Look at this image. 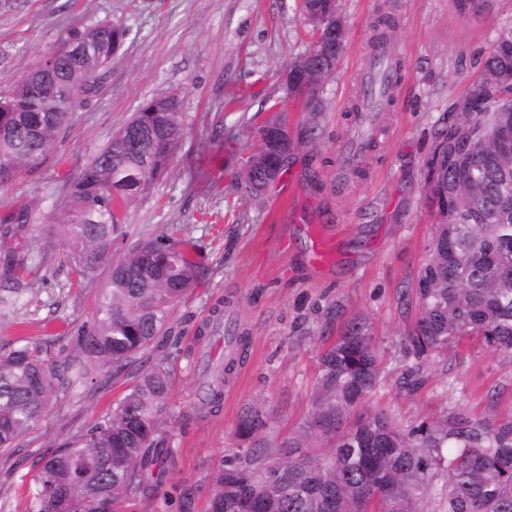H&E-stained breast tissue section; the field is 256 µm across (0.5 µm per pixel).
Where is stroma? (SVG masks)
I'll return each mask as SVG.
<instances>
[{"instance_id":"obj_1","label":"stroma","mask_w":512,"mask_h":512,"mask_svg":"<svg viewBox=\"0 0 512 512\" xmlns=\"http://www.w3.org/2000/svg\"><path fill=\"white\" fill-rule=\"evenodd\" d=\"M346 48L335 72L315 88L319 111L286 88L289 62L310 36L302 0H0V90L51 53L72 28L97 21L128 37L107 65L90 103L73 113L55 151L32 171L0 186V351L27 339L51 358L77 355L78 334L94 317L110 274L102 264L79 275L65 243V185L81 173L145 100L177 94L183 130L165 174L125 207L127 235L112 248L166 235L193 240L202 264L196 287L174 310L177 348L167 417L176 468L163 493L135 512H207V471L235 448L242 409L267 415L280 443L312 410L318 357L336 335V314L373 325L383 386L367 408L386 406L405 425L462 405L481 413L512 410V357L480 340L463 341L421 388L403 383V337L415 315L403 294L425 255L434 216L424 193L425 162L448 122V109L480 78L478 57L512 0H495L484 18L465 19L452 0H338ZM394 18L392 54L402 79L382 112L377 147L360 175L336 191L334 159L355 125L351 105L373 62L370 40L381 16ZM288 127L291 149L278 178L259 197L240 175L272 119ZM23 212V230L8 215ZM328 226L334 253L311 266L310 227ZM19 275L7 272L17 259ZM246 337V356L224 386L222 408L199 417L202 352L224 353V334H201L214 310ZM139 365L105 368L95 384L60 391L39 425L0 451V512H29L30 487L44 458L109 416Z\"/></svg>"}]
</instances>
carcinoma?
I'll return each instance as SVG.
<instances>
[{
	"mask_svg": "<svg viewBox=\"0 0 512 512\" xmlns=\"http://www.w3.org/2000/svg\"><path fill=\"white\" fill-rule=\"evenodd\" d=\"M303 0L304 18L317 35L342 23L338 6ZM394 19H379L373 58ZM128 31L110 22L74 28L0 95V185L38 167L56 148L72 112L98 91L102 70ZM336 53L318 43L289 64L288 92L301 97L336 69ZM481 82L495 93L485 100L467 135L470 170L463 174L454 150L458 129L435 141L444 145L435 181L426 189L435 224L425 259L407 293L415 317L404 337L407 387L428 380L448 349L477 336L494 351L512 355V172L503 178L488 161L498 156L492 135L512 129V25L500 27L480 61ZM182 133L175 95L155 96L99 150L68 188L64 230L80 268L93 271L111 257L123 235V208L147 193L167 169ZM261 144L245 162L242 186L263 185L278 156L288 152L286 128L273 121L259 129ZM198 280L185 240L140 242L112 263L92 323L78 336L84 360L48 359L22 340L0 354V450L18 445L42 420L60 389L92 383L100 369L119 372L142 359L135 379L112 415L48 457L34 478L31 512H95V489L109 491L110 512H131L155 497L175 468L166 429L172 393L161 349L172 338V313ZM228 349L200 382L196 411L216 413L224 381L239 363L244 337L226 330ZM382 359L371 324L344 320L319 356L312 412L288 442L264 434L266 415L245 409L235 430L239 448L208 472V512H512V409L475 415L455 405L410 426L386 407L362 405L382 382Z\"/></svg>",
	"mask_w": 512,
	"mask_h": 512,
	"instance_id": "cac0c4a2",
	"label": "carcinoma"
}]
</instances>
